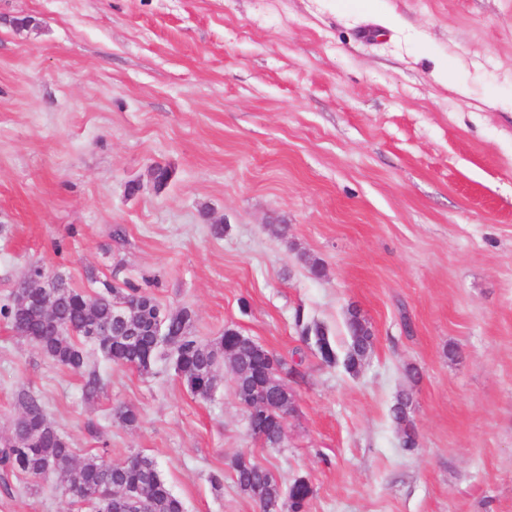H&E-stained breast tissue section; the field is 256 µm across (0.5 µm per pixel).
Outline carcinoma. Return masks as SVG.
I'll return each mask as SVG.
<instances>
[{"label": "carcinoma", "mask_w": 512, "mask_h": 512, "mask_svg": "<svg viewBox=\"0 0 512 512\" xmlns=\"http://www.w3.org/2000/svg\"><path fill=\"white\" fill-rule=\"evenodd\" d=\"M12 303L0 307V317L11 330L58 365L80 374L85 396L103 389L102 378L89 363L84 345L97 346L105 359L142 374L151 372L159 349H170L177 375L194 396L206 398L218 384L224 355H229L236 396L248 394L259 403L249 423L252 435L269 448H278L285 435V416L292 409L288 389L278 378L283 362L262 345L233 328L214 342L192 334L186 310L170 312L148 292L125 282L102 283L90 294L61 276L49 277L33 265ZM350 344L344 366L357 371L373 345V333L360 312L348 310ZM313 335L321 358L337 360L326 330L305 329ZM411 396L400 394L391 407L393 420L403 426V445L417 444L407 425ZM21 409L13 431L0 439V489L13 493L12 482L52 476L71 490L73 501L85 512H184L182 502L162 480L153 460L135 456L114 462L105 451L78 459L68 438L48 419L42 398L23 388L17 394ZM238 490L259 504L262 512H306L313 490L303 478L283 488L269 468L239 454L231 462Z\"/></svg>", "instance_id": "cac0c4a2"}]
</instances>
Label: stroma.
Masks as SVG:
<instances>
[{
	"instance_id": "35a3bbf8",
	"label": "stroma",
	"mask_w": 512,
	"mask_h": 512,
	"mask_svg": "<svg viewBox=\"0 0 512 512\" xmlns=\"http://www.w3.org/2000/svg\"><path fill=\"white\" fill-rule=\"evenodd\" d=\"M364 5L0 0V305L34 263L88 292L127 281L201 340L261 344L293 402L272 449L231 377L203 399L171 361L96 353L88 401L0 319V438L25 387L76 456L152 459L184 512H260L241 453L305 478L306 512H512V0H387L393 28ZM352 307L373 332L354 373L301 334L345 354ZM0 512L80 507L24 478ZM411 396L409 393H401L391 407V416L399 424H405L403 428V445L405 448H414L417 444L415 431L407 424V410Z\"/></svg>"
}]
</instances>
